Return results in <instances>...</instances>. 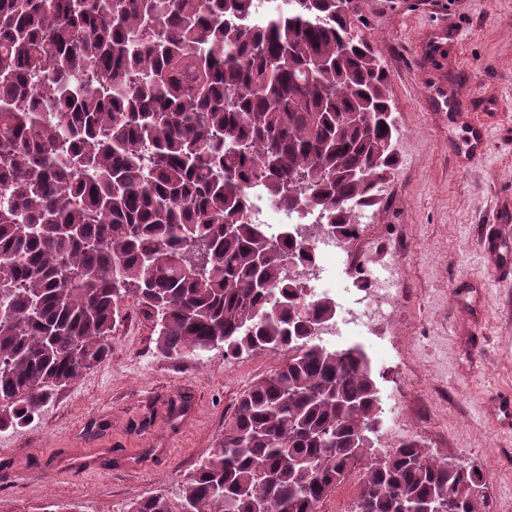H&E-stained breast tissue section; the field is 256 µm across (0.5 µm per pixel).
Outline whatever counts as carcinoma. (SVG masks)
<instances>
[{
  "label": "carcinoma",
  "mask_w": 512,
  "mask_h": 512,
  "mask_svg": "<svg viewBox=\"0 0 512 512\" xmlns=\"http://www.w3.org/2000/svg\"><path fill=\"white\" fill-rule=\"evenodd\" d=\"M361 0H0V431L112 354L133 300L158 353H283L183 482L127 512L477 511L481 471L412 439L380 453L365 353L311 327L336 302L286 274L310 251L253 194L347 237L378 209L399 130ZM356 486H350L349 480L341 484L331 495L323 502L321 512H344L351 510L353 503L359 491L357 477Z\"/></svg>",
  "instance_id": "1"
}]
</instances>
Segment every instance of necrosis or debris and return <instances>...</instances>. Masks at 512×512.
<instances>
[{"label": "necrosis or debris", "mask_w": 512, "mask_h": 512, "mask_svg": "<svg viewBox=\"0 0 512 512\" xmlns=\"http://www.w3.org/2000/svg\"><path fill=\"white\" fill-rule=\"evenodd\" d=\"M256 223L262 224L269 236L290 234L293 239L310 247L313 261L294 263L289 267L303 286L318 283L335 286L340 276H352L358 290L366 299L365 306L346 302L341 317L321 325L320 333L334 346L352 343L355 336L375 331L390 323L399 310L400 295L396 285L400 279V263L390 259L383 263L382 274H374L367 263L355 256L346 246V239L337 237L318 213L288 212L270 206L254 212Z\"/></svg>", "instance_id": "obj_1"}]
</instances>
